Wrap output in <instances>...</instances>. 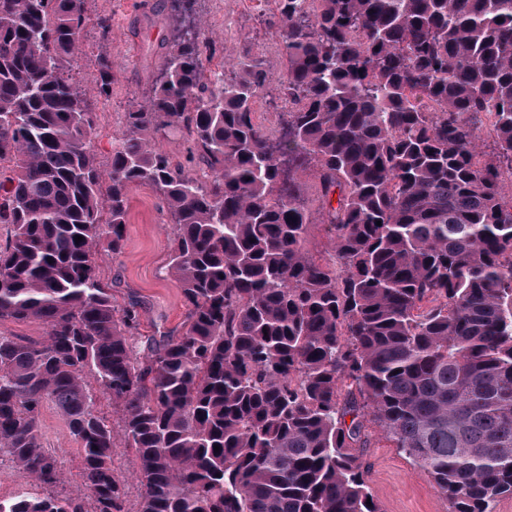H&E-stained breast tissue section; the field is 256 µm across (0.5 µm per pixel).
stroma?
<instances>
[{"label":"stroma","mask_w":512,"mask_h":512,"mask_svg":"<svg viewBox=\"0 0 512 512\" xmlns=\"http://www.w3.org/2000/svg\"><path fill=\"white\" fill-rule=\"evenodd\" d=\"M86 9L91 21L82 33L83 53L71 73L85 83L95 72L94 54H105L112 61V96L93 104L97 136L92 149L105 171L112 141L122 133L125 112L144 103L163 63L170 27L158 11V0H87ZM199 14L215 48L202 57L205 69L221 70L225 55L247 49L263 56L273 72H280L281 50L273 45L277 19L268 0H200ZM171 244L165 201L150 187L134 189L125 248L120 256L102 260L101 275L112 286L116 307L136 306L139 326L134 343L140 349L162 341L184 321L186 306L168 271ZM40 425L44 447L54 451L63 465L66 488H81L78 444L65 419L48 404L41 411ZM362 460L381 512H449L431 478L386 440H375Z\"/></svg>","instance_id":"35a3bbf8"}]
</instances>
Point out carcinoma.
<instances>
[{"mask_svg":"<svg viewBox=\"0 0 512 512\" xmlns=\"http://www.w3.org/2000/svg\"><path fill=\"white\" fill-rule=\"evenodd\" d=\"M198 2L162 4V67L104 173L88 91L111 98L112 62L89 90L67 71L86 0H0V320L44 326L0 334V463L25 479L0 512H130L98 395L135 450L136 512H380L362 462L377 431L450 512H493L512 496V0H272L274 139L253 110L266 61L205 72ZM159 134L190 140L203 175ZM140 186L167 203L187 307L142 354L100 272ZM315 222L330 263L304 249ZM47 404L80 490L43 446ZM43 331V326L37 321H0V333L8 336H19L25 339L36 340L43 336ZM41 434L43 445L54 451L63 465L65 486L69 490L81 488L84 481L80 469L78 443L71 436L63 416L48 404L41 411Z\"/></svg>","mask_w":512,"mask_h":512,"instance_id":"cac0c4a2","label":"carcinoma"}]
</instances>
